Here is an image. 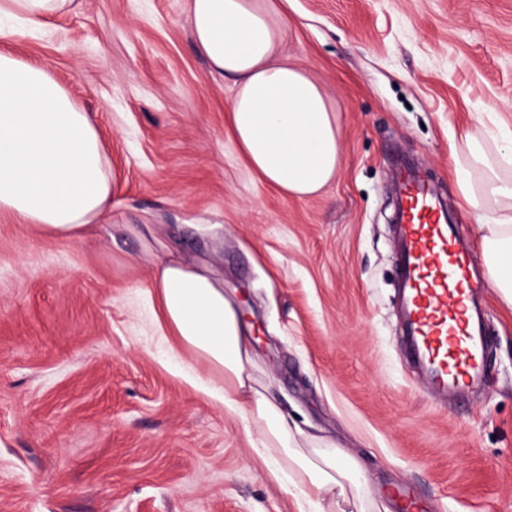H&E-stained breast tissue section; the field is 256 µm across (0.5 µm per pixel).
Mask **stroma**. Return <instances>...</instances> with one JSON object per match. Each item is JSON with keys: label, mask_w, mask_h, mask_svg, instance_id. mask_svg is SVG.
I'll return each mask as SVG.
<instances>
[{"label": "stroma", "mask_w": 512, "mask_h": 512, "mask_svg": "<svg viewBox=\"0 0 512 512\" xmlns=\"http://www.w3.org/2000/svg\"><path fill=\"white\" fill-rule=\"evenodd\" d=\"M281 50L336 103L342 163L283 196L246 164L234 91L191 40L187 0H74L0 52L94 117L117 190L94 240L0 216V512H292L239 419L164 366L141 291L175 254L238 303L253 372L284 412L432 512H512V309L485 288L476 395L433 401L406 366L392 284L391 160L412 162L473 256L466 137L512 127V0H288Z\"/></svg>", "instance_id": "obj_1"}]
</instances>
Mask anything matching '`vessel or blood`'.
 Instances as JSON below:
<instances>
[{
  "label": "vessel or blood",
  "mask_w": 512,
  "mask_h": 512,
  "mask_svg": "<svg viewBox=\"0 0 512 512\" xmlns=\"http://www.w3.org/2000/svg\"><path fill=\"white\" fill-rule=\"evenodd\" d=\"M400 186L398 277L410 354L432 389L461 391L485 365L487 339L471 314L482 284L458 225L449 221L430 185L409 171L401 173Z\"/></svg>",
  "instance_id": "obj_1"
}]
</instances>
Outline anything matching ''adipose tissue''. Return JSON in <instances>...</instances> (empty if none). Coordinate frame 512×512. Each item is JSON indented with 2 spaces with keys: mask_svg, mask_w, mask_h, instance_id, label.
<instances>
[{
  "mask_svg": "<svg viewBox=\"0 0 512 512\" xmlns=\"http://www.w3.org/2000/svg\"><path fill=\"white\" fill-rule=\"evenodd\" d=\"M71 3L0 0V36L7 21L35 24ZM187 14L211 73L233 84L229 122L248 166L280 194H317L340 165L336 104L306 69L279 55L288 28L282 0H188ZM467 144L457 185L482 218L477 233L489 282L512 308V218L493 209L512 201V180L498 173L512 166V153L488 157L474 135ZM114 189L92 116L48 71L0 53V213L83 242L111 212ZM147 291L157 301L156 332L171 354H191L210 368L205 376L186 364L171 374L241 420L267 478L288 492L298 512H375L364 463L289 418L253 376L252 340L218 278L162 260Z\"/></svg>",
  "mask_w": 512,
  "mask_h": 512,
  "instance_id": "obj_1",
  "label": "adipose tissue"
}]
</instances>
